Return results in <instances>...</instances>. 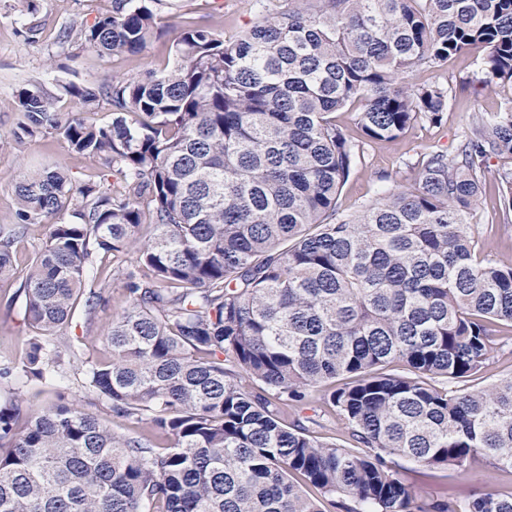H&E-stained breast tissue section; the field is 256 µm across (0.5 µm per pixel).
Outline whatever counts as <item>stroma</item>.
<instances>
[{"label": "stroma", "mask_w": 512, "mask_h": 512, "mask_svg": "<svg viewBox=\"0 0 512 512\" xmlns=\"http://www.w3.org/2000/svg\"><path fill=\"white\" fill-rule=\"evenodd\" d=\"M285 0H185L183 7L162 15L164 33L146 50L134 55L100 56L94 49L64 40L69 25L92 23L110 10L112 0H39L36 11H29L25 0H0V135L10 132L18 116L17 90L30 81L55 89L58 81L100 83L112 74L133 76L160 70L172 61L175 35L190 22L213 24L218 32L232 36L250 27L260 13H276ZM482 49L472 48L437 67L414 72L416 83L440 79L450 84L448 110L442 124L417 125L395 142H376L367 147L365 159L350 175L339 197L341 211L352 213L372 200L380 189L399 191L410 187L418 161L434 151L454 154L460 135L472 111L500 112L512 102V88H488L479 63ZM56 67H49V60ZM65 167L79 183L98 181L105 166L98 161L71 154L63 141L46 137L27 143L21 150L0 153V224L11 223L16 208L14 183L20 171L46 167ZM512 167V158L491 157L483 167L484 191L481 204L470 220L471 229L484 250L512 263V209L506 208L498 190V170ZM130 258L97 260L89 271L95 280L108 281L106 303L98 308L95 319H87L84 310H76L62 326L66 343L84 346V358L98 361L109 357L110 350L99 340L101 328L125 307L117 266H130ZM25 293L21 280L0 286V361H21L28 350L31 328L24 321ZM96 337L86 347L88 337ZM21 394L27 409H41L56 402L94 414L99 410L95 395L85 386L81 366L62 365L52 378L39 381L24 376L0 384V402ZM399 473L405 483L415 487L422 499L443 495L463 498L490 487L512 489V474L498 470L489 460L472 462L466 470L454 468L427 470L408 460H400Z\"/></svg>", "instance_id": "stroma-1"}]
</instances>
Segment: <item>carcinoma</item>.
<instances>
[{"label":"carcinoma","instance_id":"carcinoma-1","mask_svg":"<svg viewBox=\"0 0 512 512\" xmlns=\"http://www.w3.org/2000/svg\"><path fill=\"white\" fill-rule=\"evenodd\" d=\"M175 2L112 0L64 38L139 53ZM289 2L232 41L190 24L158 72L17 91L22 119L0 149L51 136L115 176L15 181L0 282L19 274L27 226H50L25 270L35 336L18 372L58 366L50 338L77 304L94 319L108 288L87 280L96 256L136 264L100 333L111 356L85 370L100 413L0 403V512H326L336 495L346 512H512V492L420 503L396 470L486 457L512 473V375L467 386L512 330V264L468 229L485 159L512 157V109L473 116L412 189L338 208L370 143L442 123L448 85L410 83L419 67L480 45L487 85L512 86V0ZM107 105L109 120L83 117ZM350 107L355 137L336 124ZM498 185L511 206L512 167ZM326 386L347 446L281 415ZM112 415L149 434L114 432Z\"/></svg>","mask_w":512,"mask_h":512}]
</instances>
